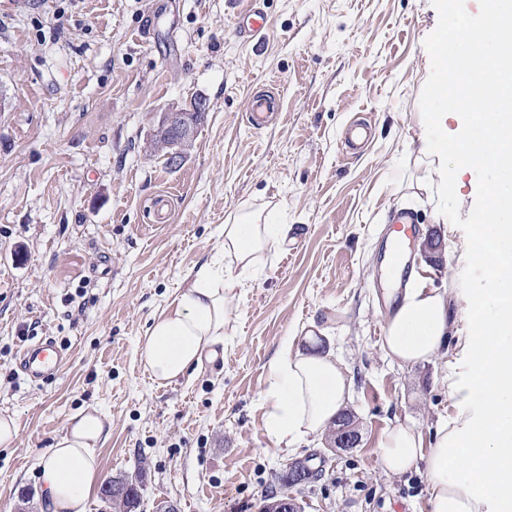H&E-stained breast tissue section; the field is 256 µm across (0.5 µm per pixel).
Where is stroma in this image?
<instances>
[{
	"instance_id": "stroma-1",
	"label": "stroma",
	"mask_w": 512,
	"mask_h": 512,
	"mask_svg": "<svg viewBox=\"0 0 512 512\" xmlns=\"http://www.w3.org/2000/svg\"><path fill=\"white\" fill-rule=\"evenodd\" d=\"M255 0H0V415L19 435L0 447V512H48L37 457L68 418L98 408L112 432L104 478L138 479L141 505L176 512H261L286 491L306 512H430L423 471L386 475L378 443L402 424L431 443L459 411L449 391L471 375L469 324L430 361L402 366L383 349L378 285L389 217L412 209L413 271L429 288H492L462 257L482 223L432 184L418 153L419 114L448 82L440 38L476 20L477 0H256L269 32L255 47L234 16ZM276 84L278 119L246 120L257 86ZM208 105L182 163L148 147L161 113ZM372 123L346 152L350 121ZM241 213L291 228L286 244L235 289L224 351L177 381L145 371V330L212 258ZM53 337L65 366L32 386L18 356ZM335 358L352 382L344 411L357 447L324 436L295 451L265 432L261 394L284 339ZM308 462V478L289 480Z\"/></svg>"
}]
</instances>
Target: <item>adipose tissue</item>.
<instances>
[{
	"mask_svg": "<svg viewBox=\"0 0 512 512\" xmlns=\"http://www.w3.org/2000/svg\"><path fill=\"white\" fill-rule=\"evenodd\" d=\"M463 40L470 106L461 109L450 97L442 111L422 113V123L435 135L422 137L420 151L438 159L440 180L453 188L463 175L497 172L482 188L484 244L467 255L472 265L491 270L496 287L463 297L471 314L465 344L471 376L451 383L450 390L467 416L440 425L428 447L411 428L388 430L379 442L380 460L393 475L423 467L431 512H512V5L485 0L478 23L468 26ZM288 233L287 225L259 224L247 214L225 225L216 256L186 275L184 289L146 330L143 361L155 382H173L223 343L228 296ZM454 325L447 292L411 283L386 323L385 354L406 365L429 360ZM350 387L331 356L284 341L263 393L266 430L275 445L295 449L323 433ZM111 427L99 411L78 412L39 454L41 490L52 512H86L103 481L97 446Z\"/></svg>",
	"mask_w": 512,
	"mask_h": 512,
	"instance_id": "1",
	"label": "adipose tissue"
}]
</instances>
